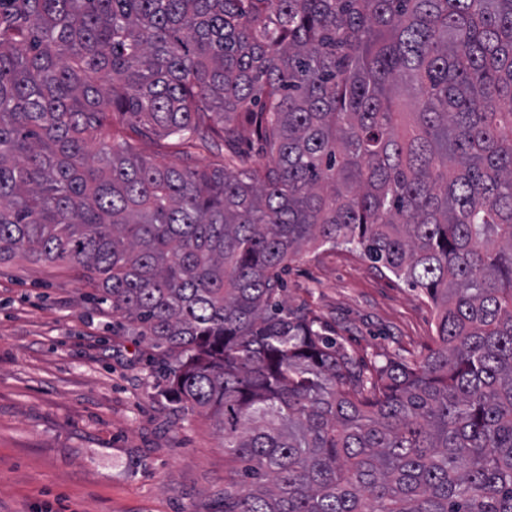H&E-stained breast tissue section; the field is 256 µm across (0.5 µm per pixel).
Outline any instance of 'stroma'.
Wrapping results in <instances>:
<instances>
[{"label": "stroma", "mask_w": 512, "mask_h": 512, "mask_svg": "<svg viewBox=\"0 0 512 512\" xmlns=\"http://www.w3.org/2000/svg\"><path fill=\"white\" fill-rule=\"evenodd\" d=\"M61 265H0V512H220L238 463L209 420L177 412L147 339ZM286 306L319 315L359 365L418 357L436 315L419 290L359 252H306Z\"/></svg>", "instance_id": "obj_1"}]
</instances>
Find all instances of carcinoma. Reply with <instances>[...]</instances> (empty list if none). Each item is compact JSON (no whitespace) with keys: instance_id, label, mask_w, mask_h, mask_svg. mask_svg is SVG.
<instances>
[{"instance_id":"1","label":"carcinoma","mask_w":512,"mask_h":512,"mask_svg":"<svg viewBox=\"0 0 512 512\" xmlns=\"http://www.w3.org/2000/svg\"><path fill=\"white\" fill-rule=\"evenodd\" d=\"M204 169L136 142L199 149ZM358 250L437 310L359 368L279 301ZM81 273L243 464L221 512H512V0H0V263ZM167 140H158L155 144L149 147H141L142 153L150 157L156 162L164 163L167 165L177 166L179 168L189 164L191 167L196 166L203 168L211 163L221 159V152L217 150L202 151L194 157L193 161L185 162L181 154L176 152V148L167 144Z\"/></svg>"}]
</instances>
